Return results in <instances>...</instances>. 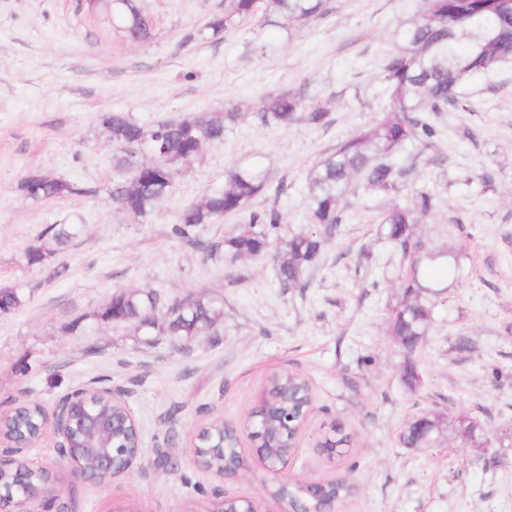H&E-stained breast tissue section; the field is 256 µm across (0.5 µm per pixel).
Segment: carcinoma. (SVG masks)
<instances>
[{
  "label": "carcinoma",
  "mask_w": 512,
  "mask_h": 512,
  "mask_svg": "<svg viewBox=\"0 0 512 512\" xmlns=\"http://www.w3.org/2000/svg\"><path fill=\"white\" fill-rule=\"evenodd\" d=\"M326 0H224V15L214 16L206 25L213 35L223 33L240 18L259 13L281 15L290 26L323 14ZM112 22L132 41L150 38L152 20L137 0H112ZM403 46L383 63L386 92L391 110L381 119L352 137L341 141L333 152L314 165L308 177L307 227L288 237L275 256L276 275L281 287L304 288L317 265L327 241L343 224L350 208V194L356 186L389 191L395 188L401 170L391 157L405 142L434 135L430 115L446 112L458 103L459 88L471 76L480 75L512 60V0H424L420 19L407 25ZM252 111L265 123L288 126L302 119L312 125L327 123L329 113L322 107H308L301 89L281 88L256 104H232L222 112L203 116L181 115L158 121L151 127L139 124L127 112H110L103 119L107 137L116 148L113 167L121 178L112 194L119 208L133 216L148 214L166 197L176 176L189 170L208 148L224 140V131L241 115ZM264 189L263 181L244 169L229 171L224 186L201 195L178 216L174 233L186 244L199 245L193 235L205 224H215L224 216L243 211L249 201ZM19 190L38 200H62L90 190L38 172L28 173ZM438 206L436 193L422 189L409 206L395 204L374 217L386 226V239L400 251L407 263L402 280L403 296L388 316L389 333L405 351L402 382L416 391L421 378L412 354L432 326V307L425 297L439 287L429 278L448 277L446 288L458 284L460 254L452 249L429 248L416 230V214L425 215ZM247 228L224 237V255L231 260L264 255L271 237L282 224L275 209L252 211ZM74 224H52L41 234L38 244L26 251V261L40 266L53 258L76 235ZM24 295L16 288H0V312L20 307ZM161 306L153 292H124L112 297L103 319L111 322L134 321L155 325L146 314ZM168 332L195 336L211 328L216 316L200 302L185 312L168 307ZM271 391L286 394V400L269 407L262 447L271 458L287 452L286 414L311 394L303 378L283 373L271 379ZM481 424L465 415L448 417L433 412L412 419L401 432L406 448H432L451 432L463 445H481L477 433ZM351 486L329 483L318 496L303 487L278 486L269 489L275 496L291 495L301 512H320L323 500L341 499Z\"/></svg>",
  "instance_id": "cac0c4a2"
}]
</instances>
